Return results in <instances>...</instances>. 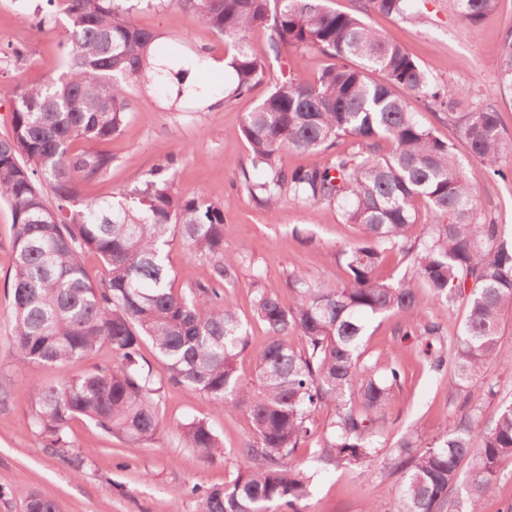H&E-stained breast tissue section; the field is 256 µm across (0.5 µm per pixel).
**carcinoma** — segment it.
I'll return each instance as SVG.
<instances>
[{"instance_id":"1","label":"carcinoma","mask_w":512,"mask_h":512,"mask_svg":"<svg viewBox=\"0 0 512 512\" xmlns=\"http://www.w3.org/2000/svg\"><path fill=\"white\" fill-rule=\"evenodd\" d=\"M46 2L70 21L65 71L14 91L12 132L0 140V202L11 208L15 226L12 340L19 359L33 365L73 362L105 345L117 357L58 385L31 386V426L46 453L81 475L90 458L68 432L79 417L132 445L155 440L164 430L162 391L173 383L207 398L217 413L242 412L251 421L244 448L251 466L224 485L192 488L199 512H301L318 466L356 467L368 479L381 454L401 474L394 512H482L512 465V402L482 418L484 403L497 395L490 369L512 312V237L482 215L455 145L423 124L415 105L447 115L468 156L503 179L504 136L495 108L452 111L450 86L432 83L401 45L365 22L372 10L406 16L408 0H359L351 13L327 10L318 0H175L232 47L233 97L266 84L267 62L248 42L255 28L267 31L276 60L291 48L334 60L312 80L272 84L236 131L250 162L238 180L270 216L286 193L295 204L336 205L358 232L337 253L345 281L329 285L294 271L288 305L273 288L255 291L254 315L269 336L252 352L247 323L224 303L236 261L224 254L223 209L174 191L173 160L110 200L77 203L80 184L112 167V155L98 143L126 123L135 87L174 88L177 101L190 91L183 86L188 71L163 52L157 35L135 24L155 0ZM454 2L471 25L497 4ZM498 72L512 91V30L503 38ZM344 137L354 139L355 150L338 148ZM75 140L83 144L77 153L70 150ZM286 150L322 161L285 170L278 160ZM253 169L262 171L260 180ZM422 203L437 221L414 237ZM176 240L189 255L212 261L208 282L175 287L169 249ZM89 251L105 267L99 279L84 266ZM392 254L406 272L382 279L377 270ZM422 289L450 306L464 304L456 335L423 320ZM200 296L209 303L204 315ZM392 313L406 317L394 335L426 338L425 355L431 368L448 373V402L460 416L449 430L427 439L410 432L388 448L383 430L405 376L397 362L366 357L363 338L372 319ZM293 335L302 349L292 347ZM146 342L163 365L161 377L143 357ZM244 356L248 373L239 366ZM325 407L332 418L319 436L315 413ZM181 436L201 460L224 454L205 418L185 422ZM313 440L318 450L305 464L295 452ZM470 458L473 467L462 471ZM23 498L29 512H58L43 493L25 491Z\"/></svg>"}]
</instances>
